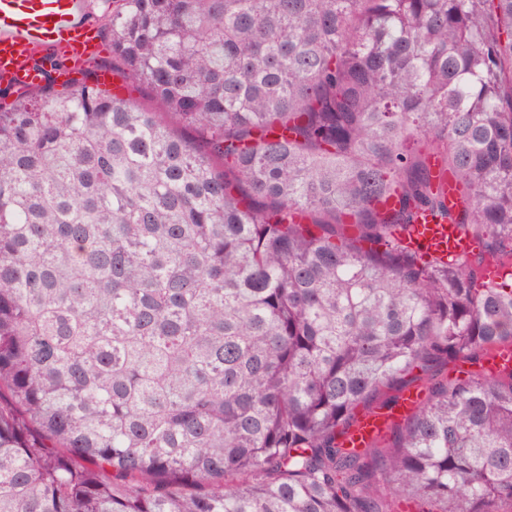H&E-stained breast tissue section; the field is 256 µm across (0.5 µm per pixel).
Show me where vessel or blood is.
<instances>
[{
    "instance_id": "obj_1",
    "label": "vessel or blood",
    "mask_w": 512,
    "mask_h": 512,
    "mask_svg": "<svg viewBox=\"0 0 512 512\" xmlns=\"http://www.w3.org/2000/svg\"><path fill=\"white\" fill-rule=\"evenodd\" d=\"M88 0H0V80L34 87L41 77L32 56L37 52H62L81 61L93 56L97 45L83 22ZM410 248L426 256L449 257L471 252L476 244L456 225L441 224L432 216H421L408 237ZM488 376L512 372V345L495 347L481 363ZM423 395L412 387L389 408H378L359 416L345 434L349 448H365L379 440L398 420L415 411Z\"/></svg>"
}]
</instances>
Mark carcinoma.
Returning <instances> with one entry per match:
<instances>
[{
	"label": "carcinoma",
	"mask_w": 512,
	"mask_h": 512,
	"mask_svg": "<svg viewBox=\"0 0 512 512\" xmlns=\"http://www.w3.org/2000/svg\"><path fill=\"white\" fill-rule=\"evenodd\" d=\"M112 56L153 107L0 87V512H512V373L438 369L512 344V0H112ZM409 247L417 254L448 259L471 252L476 244L463 236L456 225L441 224L426 214L412 226L408 237ZM423 395L417 387H411L400 396L391 408H377L358 417L355 425L344 435L347 448H366L379 440L398 420L415 411L422 403Z\"/></svg>",
	"instance_id": "carcinoma-1"
}]
</instances>
